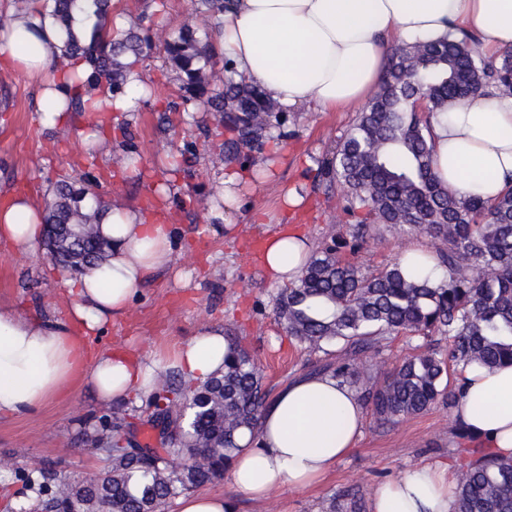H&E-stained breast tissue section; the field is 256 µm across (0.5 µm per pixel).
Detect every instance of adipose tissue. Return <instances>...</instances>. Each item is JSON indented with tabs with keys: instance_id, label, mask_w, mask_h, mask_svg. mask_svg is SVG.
Segmentation results:
<instances>
[{
	"instance_id": "ef3b65f1",
	"label": "adipose tissue",
	"mask_w": 512,
	"mask_h": 512,
	"mask_svg": "<svg viewBox=\"0 0 512 512\" xmlns=\"http://www.w3.org/2000/svg\"><path fill=\"white\" fill-rule=\"evenodd\" d=\"M451 32L476 36L485 56L512 48V0H241L223 15L219 47L236 78L260 87L283 110L315 105L341 112L365 104L384 71L390 36L436 40ZM54 19L35 7L0 27V64L39 86V120L68 124L65 102L85 69L64 52ZM144 97L139 69L119 95L85 94L91 112H133ZM434 168L458 199L494 202L512 187V97L490 92L431 118ZM174 225L149 222L113 203L100 233L108 260L70 276L67 320L27 316L0 303V415L40 410L74 380L106 403L147 398L167 367L188 382L223 370V330L206 328L178 348L149 358L123 348L92 350L79 335L100 337L132 305L139 286L173 259ZM42 207L33 191L0 208V245L24 255L42 239ZM312 251L288 224L267 237L263 267L279 285L299 276ZM365 422L355 393L336 379H298L270 400L258 437H244L230 463L234 487L262 500L285 485L315 483L354 448ZM455 424L499 456H512V365L463 368ZM456 478L445 463L400 472L376 487L371 512H456Z\"/></svg>"
}]
</instances>
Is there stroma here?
I'll return each mask as SVG.
<instances>
[{
	"instance_id": "1",
	"label": "stroma",
	"mask_w": 512,
	"mask_h": 512,
	"mask_svg": "<svg viewBox=\"0 0 512 512\" xmlns=\"http://www.w3.org/2000/svg\"><path fill=\"white\" fill-rule=\"evenodd\" d=\"M151 0H119L128 24L144 23L152 40L167 37L183 24L203 27L194 0H167V9L148 15ZM152 91L138 111L121 119L134 134L137 153L149 174L125 179L118 162L125 153L120 131L95 154L78 136L86 126L109 124V114H75L67 128H47L37 116L38 87L22 73L0 68V197L21 188L36 191L40 203L52 198L54 182L62 177L82 182L99 180L102 199L152 212L166 209L171 223L187 245L177 250L171 270L144 282L135 303L113 321L102 336L105 346H120L148 357L172 348L205 327H220L238 336L262 370L269 392L290 379L311 372L314 364L329 362L287 335L273 308L280 288L258 261L261 230H274L284 218V194L303 199L295 208L296 222L312 246L330 235H346L348 216L335 195L315 183L322 161L355 119L351 112H321L305 106L284 115V135L262 151L213 165L212 146L222 143L210 113L173 112L162 115L166 102L177 98L179 83L159 55L139 64ZM197 148L198 159L180 180L177 196L167 198L155 189L159 171L169 155L184 145ZM249 166L248 182L237 187L238 202L226 221H214L208 208L217 198L225 173ZM423 234L381 230L361 250L357 262L366 269L396 263L399 254L415 244H430ZM65 276L42 248L19 256L0 249V302L46 318L68 316ZM454 411L436 403L428 411L380 424L366 417L351 453L318 483L283 486L266 500L256 501L234 488L230 477L206 484L204 492L234 499L236 512H325L330 498L350 489L370 501L376 486L406 468L432 462H452L465 444L454 428ZM112 418L89 387L75 383L37 412L0 417V458L16 460L15 470L0 472V512H30L36 504L32 485L42 484V468L52 467L70 480L97 476L109 461L81 441L83 431L103 428Z\"/></svg>"
}]
</instances>
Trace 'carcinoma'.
<instances>
[{"label": "carcinoma", "instance_id": "carcinoma-1", "mask_svg": "<svg viewBox=\"0 0 512 512\" xmlns=\"http://www.w3.org/2000/svg\"><path fill=\"white\" fill-rule=\"evenodd\" d=\"M47 2L67 34L66 53L87 66L90 88L120 93L133 66L162 54L181 81L178 99L165 111L198 104L213 113L217 126L232 133L219 160L239 158L244 147L263 150L271 130L282 124L280 106L259 87L230 77L215 80L221 60L224 72H232L217 43L220 16L234 6L232 0H194L210 18L206 41L185 24L157 48L132 28L112 33V0H93L99 23L85 41L71 29L83 0ZM488 85L512 96L511 49L486 58L471 37L452 33L389 46L377 91L321 169L325 191L338 186L343 211L356 220L350 239L324 240L275 301L274 314L288 335L312 351L336 348L335 362L317 372L364 386L362 400L383 423L424 413L439 401L456 405L460 387L448 384L454 367L512 364V189L492 203L456 198L435 174L428 136V113L467 102ZM97 186L94 176L79 186L60 179L43 209V223L55 225L53 261L75 273L108 256L98 225L111 204L92 201ZM378 224L429 236L443 278L414 279L397 263L374 271L357 265L351 256L374 237ZM400 334L423 345L382 381L361 382V356ZM226 340L224 372L198 386L177 384L169 370L159 375L155 416L178 423L181 415L173 407L179 400L190 411L164 447L129 452L131 441L122 432L126 412L113 409L112 429L86 436L110 467L85 483L52 478L44 512H67L72 505L77 512H162L168 501L223 476L240 449L238 433L258 431L267 396L253 356L236 337ZM472 454L457 476L458 512H512V457L485 448ZM171 456L186 457L183 467L170 468Z\"/></svg>", "mask_w": 512, "mask_h": 512}]
</instances>
